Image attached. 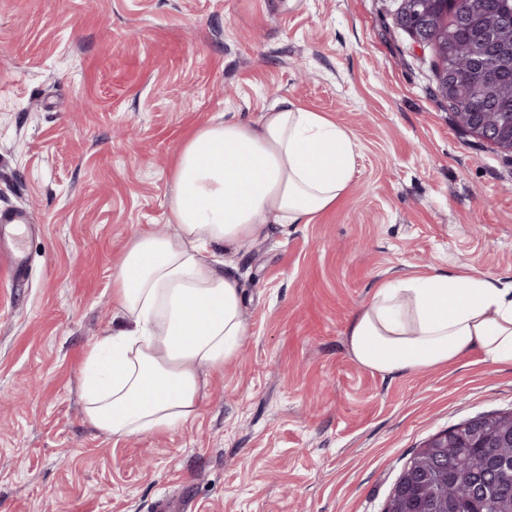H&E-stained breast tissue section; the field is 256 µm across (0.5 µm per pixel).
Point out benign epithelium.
Segmentation results:
<instances>
[{"label":"benign epithelium","instance_id":"obj_1","mask_svg":"<svg viewBox=\"0 0 512 512\" xmlns=\"http://www.w3.org/2000/svg\"><path fill=\"white\" fill-rule=\"evenodd\" d=\"M395 24L408 32L419 45H430L441 60L438 70V93L454 105L463 96L462 85L455 69L448 65V0H401L393 15ZM496 30L475 24L470 41L471 69L475 79L472 88L478 93L491 94L494 89L512 78V43L505 46L495 39ZM456 123L491 147L512 154V112H455ZM488 418L478 416L436 435L423 446V450L448 447V440L473 439L481 445L512 447V433L492 437L486 432ZM503 467L499 461L489 462L485 469L474 474L471 492L485 495L495 483L497 471ZM414 483L411 472H403L397 480L384 512H414L412 507H427L432 500L409 499Z\"/></svg>","mask_w":512,"mask_h":512}]
</instances>
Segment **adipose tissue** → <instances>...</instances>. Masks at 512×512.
I'll list each match as a JSON object with an SVG mask.
<instances>
[{
  "instance_id": "1",
  "label": "adipose tissue",
  "mask_w": 512,
  "mask_h": 512,
  "mask_svg": "<svg viewBox=\"0 0 512 512\" xmlns=\"http://www.w3.org/2000/svg\"><path fill=\"white\" fill-rule=\"evenodd\" d=\"M351 133L291 97L257 117L216 115L180 143L167 223L135 234L112 276L116 324L90 347L80 398L87 421L117 438L193 421L208 380L247 334L231 263L272 225L313 224L355 168ZM353 358L385 377L445 366L477 350L512 365V281L434 272L381 281L347 329Z\"/></svg>"
}]
</instances>
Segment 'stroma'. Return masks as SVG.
Returning a JSON list of instances; mask_svg holds the SVG:
<instances>
[{
    "mask_svg": "<svg viewBox=\"0 0 512 512\" xmlns=\"http://www.w3.org/2000/svg\"><path fill=\"white\" fill-rule=\"evenodd\" d=\"M398 0H0V210L32 227L0 272V512H384L410 458L512 409V365L473 351L385 378L346 330L377 284L434 267L512 280V155L456 124ZM286 95L358 146L314 224L233 262L240 354L175 432L114 440L78 380L112 328V273L165 227L183 137ZM25 217L22 214L9 210L0 211V229L11 226L13 229L14 247L9 255V266L16 277L23 275L27 269V259L21 249V240L28 224L23 223Z\"/></svg>",
    "mask_w": 512,
    "mask_h": 512,
    "instance_id": "obj_1",
    "label": "stroma"
}]
</instances>
